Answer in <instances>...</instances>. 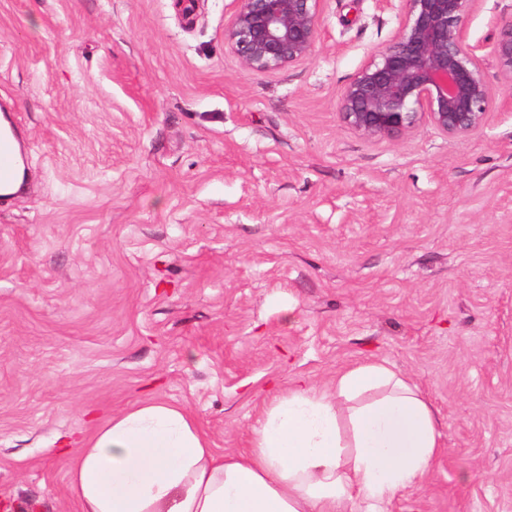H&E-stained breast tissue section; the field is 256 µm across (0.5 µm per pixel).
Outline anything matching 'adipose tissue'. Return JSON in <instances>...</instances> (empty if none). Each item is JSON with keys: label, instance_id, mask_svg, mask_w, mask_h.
<instances>
[{"label": "adipose tissue", "instance_id": "adipose-tissue-1", "mask_svg": "<svg viewBox=\"0 0 512 512\" xmlns=\"http://www.w3.org/2000/svg\"><path fill=\"white\" fill-rule=\"evenodd\" d=\"M78 512H386L422 486L441 452L418 386L378 362L329 383L292 380L252 430L250 448H211L194 416L150 401L61 444Z\"/></svg>", "mask_w": 512, "mask_h": 512}]
</instances>
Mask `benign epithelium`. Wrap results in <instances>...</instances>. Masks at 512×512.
Wrapping results in <instances>:
<instances>
[{"label": "benign epithelium", "mask_w": 512, "mask_h": 512, "mask_svg": "<svg viewBox=\"0 0 512 512\" xmlns=\"http://www.w3.org/2000/svg\"><path fill=\"white\" fill-rule=\"evenodd\" d=\"M324 0H239L224 45L251 72L273 73L308 60ZM393 39L343 89V121L370 139H398L426 120L450 138L485 123L492 92L482 71L485 46L470 43L466 19L476 0H400ZM512 85V23L490 46Z\"/></svg>", "instance_id": "benign-epithelium-1"}]
</instances>
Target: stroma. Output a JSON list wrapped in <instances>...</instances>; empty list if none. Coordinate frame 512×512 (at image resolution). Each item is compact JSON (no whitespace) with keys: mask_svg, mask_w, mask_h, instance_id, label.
<instances>
[{"mask_svg":"<svg viewBox=\"0 0 512 512\" xmlns=\"http://www.w3.org/2000/svg\"><path fill=\"white\" fill-rule=\"evenodd\" d=\"M237 0H0V512H77L57 438L147 401L249 447L275 388L377 361L441 453L388 512H512V89L486 122L373 140L339 97L397 28L324 0L305 62L241 67ZM512 0H476L492 44ZM18 173V141L8 129L0 132V187H8Z\"/></svg>","mask_w":512,"mask_h":512,"instance_id":"obj_1","label":"stroma"}]
</instances>
